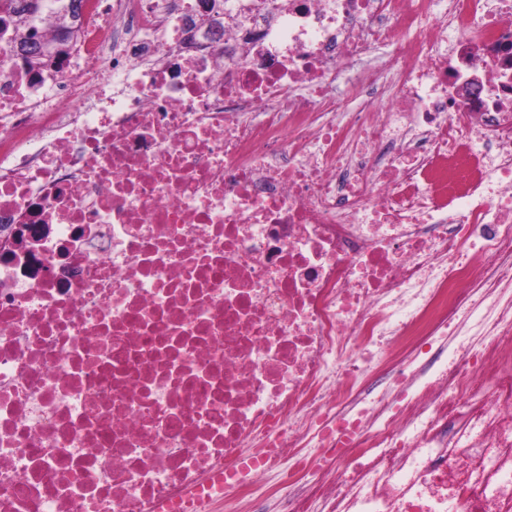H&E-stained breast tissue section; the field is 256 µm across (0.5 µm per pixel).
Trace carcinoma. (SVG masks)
I'll list each match as a JSON object with an SVG mask.
<instances>
[{
  "instance_id": "1",
  "label": "carcinoma",
  "mask_w": 512,
  "mask_h": 512,
  "mask_svg": "<svg viewBox=\"0 0 512 512\" xmlns=\"http://www.w3.org/2000/svg\"><path fill=\"white\" fill-rule=\"evenodd\" d=\"M53 12L55 35L71 32L74 27V0H0V13L9 15L13 23L12 49L22 51L23 60L30 68L42 70L45 43L37 40L36 23L40 15Z\"/></svg>"
}]
</instances>
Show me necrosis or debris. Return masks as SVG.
<instances>
[{
  "label": "necrosis or debris",
  "instance_id": "obj_1",
  "mask_svg": "<svg viewBox=\"0 0 512 512\" xmlns=\"http://www.w3.org/2000/svg\"><path fill=\"white\" fill-rule=\"evenodd\" d=\"M202 5L0 23V512H512V0ZM73 0H0V13L9 15L13 23L12 49L22 51L23 60L31 69L43 70L46 66L42 55L55 63L67 50V41H54L63 32L68 39L74 27L75 10ZM45 10L53 12L55 34L46 42L37 40L36 23ZM71 38V37H70ZM45 47V48H44ZM44 48V49H43ZM43 49V52L41 50Z\"/></svg>",
  "mask_w": 512,
  "mask_h": 512
}]
</instances>
